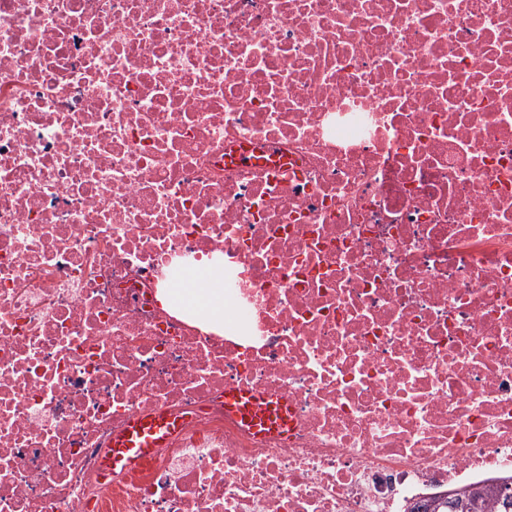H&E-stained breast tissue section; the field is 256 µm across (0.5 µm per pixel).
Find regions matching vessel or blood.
<instances>
[{"instance_id":"1","label":"vessel or blood","mask_w":512,"mask_h":512,"mask_svg":"<svg viewBox=\"0 0 512 512\" xmlns=\"http://www.w3.org/2000/svg\"><path fill=\"white\" fill-rule=\"evenodd\" d=\"M224 410L253 431L265 435L283 432L288 427V403L284 400L272 401L233 390L224 396ZM178 426L176 419L165 414L132 421L127 430L113 440L106 470L149 463L155 450L163 447Z\"/></svg>"}]
</instances>
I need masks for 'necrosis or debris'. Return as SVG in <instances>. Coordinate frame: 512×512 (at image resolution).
<instances>
[{"mask_svg": "<svg viewBox=\"0 0 512 512\" xmlns=\"http://www.w3.org/2000/svg\"><path fill=\"white\" fill-rule=\"evenodd\" d=\"M205 262L237 328L158 298ZM157 412L152 464L105 473ZM505 476L512 0H0V512H407ZM224 410L260 434H278L288 428V402L253 393L229 391L224 395ZM178 426L176 419L165 414L132 421L127 430L112 441V455L106 458L105 469L112 471L149 463L156 448L163 447Z\"/></svg>", "mask_w": 512, "mask_h": 512, "instance_id": "necrosis-or-debris-1", "label": "necrosis or debris"}]
</instances>
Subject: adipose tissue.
<instances>
[{
  "instance_id": "adipose-tissue-1",
  "label": "adipose tissue",
  "mask_w": 512,
  "mask_h": 512,
  "mask_svg": "<svg viewBox=\"0 0 512 512\" xmlns=\"http://www.w3.org/2000/svg\"><path fill=\"white\" fill-rule=\"evenodd\" d=\"M219 272L209 268L200 272L187 273L178 285L162 289L163 303L175 304L201 316L210 325H224V295L217 289Z\"/></svg>"
}]
</instances>
